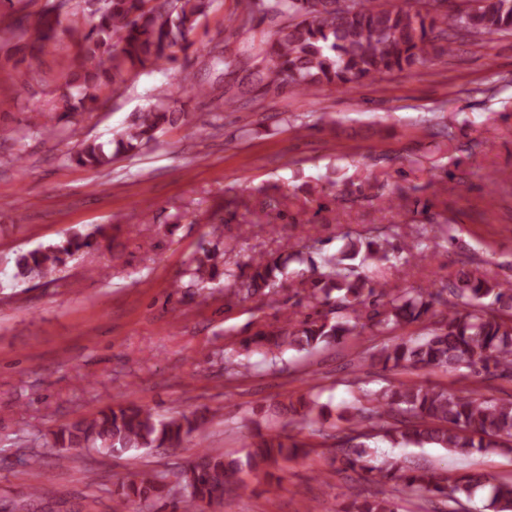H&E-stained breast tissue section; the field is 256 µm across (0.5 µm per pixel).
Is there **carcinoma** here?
<instances>
[{
	"mask_svg": "<svg viewBox=\"0 0 512 512\" xmlns=\"http://www.w3.org/2000/svg\"><path fill=\"white\" fill-rule=\"evenodd\" d=\"M84 0L81 8H54L21 14L5 29L1 40L35 34L31 49L63 35L76 53L66 74L67 92L55 111L67 118L93 110L102 95L126 82L125 76L160 61L174 63L190 47L188 35L214 9L216 0ZM238 0L233 13V34L248 32L256 15L280 20L268 48H259L267 84L303 93L322 84L347 87L384 74L402 72L424 64L432 54L451 51L448 29L466 35H512V0H472L468 9L448 14L429 10L415 0L408 9L386 8L378 0ZM181 111L161 100L139 113L137 119L110 141H83L70 155L79 166L104 168L120 153L133 156L156 137L163 125L173 124ZM211 240L201 247L187 274L188 283L174 287L201 288L224 279L225 295H237L235 275L224 269V254L232 249L214 227ZM93 236L72 232L63 239L16 255L13 278L56 281V276L86 249ZM404 252L394 235L350 239L337 252L321 258L325 271L305 275L299 283L316 301V312L297 320L288 314L285 326L268 334L258 332L240 342L248 361L233 364L244 375L256 366L249 358L274 365L287 350L310 353L368 326L393 332L402 326L431 319V327L416 338L402 339L377 353L382 368L400 367L467 369L493 374L512 371V283L500 282L471 270L457 272L450 288L455 301L443 297L444 289L421 288L410 292L374 281L358 268L377 264ZM314 265L300 249L286 255L259 258L249 263L250 273L239 284L249 295L268 296L282 287L288 265ZM328 405L317 399L281 404L287 425L305 427L322 417ZM346 426L331 438L340 448L346 470H360L377 482L391 483L406 499L441 498L448 512H460L463 502L483 500L484 512H512V480L499 481L477 472L448 476L425 467H408L386 458L376 463L368 441L381 440L391 447L433 446L453 454L512 456V401L498 402L464 388L448 391L433 386L388 382L378 390H364L345 407ZM210 423L207 410L182 412L157 419L140 406L118 403L93 417H79L52 432L47 447L57 451L58 462L69 448H93L122 453L141 448H178L203 432ZM314 451V447L286 433L258 434L245 457L228 458L204 449L178 473L180 500L171 512H201L224 502V496L242 488L236 479L243 468L257 474ZM173 488L144 472L112 490L113 512L129 504L151 509L171 495ZM54 491L29 492L8 505L9 512H46ZM342 512H398L390 498L376 495L355 499Z\"/></svg>",
	"mask_w": 512,
	"mask_h": 512,
	"instance_id": "obj_1",
	"label": "carcinoma"
}]
</instances>
